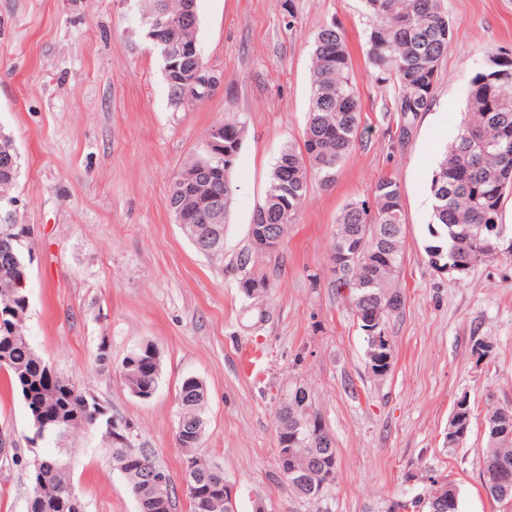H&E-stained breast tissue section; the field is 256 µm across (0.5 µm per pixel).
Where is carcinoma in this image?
Listing matches in <instances>:
<instances>
[{"label": "carcinoma", "instance_id": "1", "mask_svg": "<svg viewBox=\"0 0 512 512\" xmlns=\"http://www.w3.org/2000/svg\"><path fill=\"white\" fill-rule=\"evenodd\" d=\"M364 10L374 24L367 33L368 63L377 73V80L393 84L394 111L401 117L429 110L434 100L439 63L453 37V28L443 0H363ZM152 20L142 23L143 33H154L149 40L158 53H174L176 49L163 44L170 30L181 28L188 38H196L199 25L195 0H152ZM174 100H201L212 91L198 86L193 93L177 82V75H166ZM360 98L352 78V60L342 30L332 24L318 32L313 46L311 73V106L302 133L303 147L286 144L273 168L266 195L256 209L263 224L281 225L286 233L296 214L306 203L310 181L318 180L331 186L336 172L355 147L360 122ZM224 130V153L209 148L203 142L186 163L189 168L203 171L224 194L222 208L197 196L184 211L188 222L204 230H218V244L212 254L224 251V226L231 203V173L226 152L238 154L244 125L233 114L210 127ZM20 168L17 151L0 150V236L10 233L18 261L5 268L0 266V290L15 288L14 302L18 314L0 321V360L5 359L7 377L13 390L19 393L28 414L41 409L45 414V440L58 448L52 454H36L33 462L50 461L66 453L61 443L77 432L94 426L93 410L82 408L64 387L66 377L51 374L53 368L39 357L27 340L20 338L27 313V289L20 287L22 275L28 274V258L32 255L31 239L23 236L17 219H6L7 202L14 198L12 189ZM512 190V60L503 62L500 51L491 50L485 66L470 79L466 111L460 122L455 142L443 154L430 181L433 199L432 223L427 225L428 241L425 252L431 266L466 261L471 252L489 243L493 235L489 225L496 226L502 240L512 238L502 224V205L506 193ZM192 194L189 185L174 177L169 186V205L180 209V202ZM403 204L397 181L381 177L369 199H352L345 204L337 219L331 255L349 249L359 250L360 260L352 269H340L337 287L349 291V298L360 313L364 304L379 309L382 319L399 311L404 297L396 285L405 251ZM156 347L146 342L131 359L129 382L133 385L158 384L161 360L155 358ZM176 433L179 444L197 450L201 442L183 441L205 423L206 392L202 382L186 379L178 396ZM319 415L309 394L296 386L284 394L275 413L277 431L300 425L299 452L308 456L322 447V439L309 435L303 424ZM125 455L131 470L125 472L130 489L139 484L140 472L162 468L149 448H138L134 439L112 445L109 456ZM512 457V440L486 436L482 449L481 485H496L501 479L495 459ZM224 481V470L217 475L202 473L199 478L184 475L185 492L191 512L197 507L196 480ZM77 496L71 472L43 470L41 482L30 487L28 512H79L73 506ZM174 487L165 490L166 501L138 508V512H172Z\"/></svg>", "mask_w": 512, "mask_h": 512}]
</instances>
